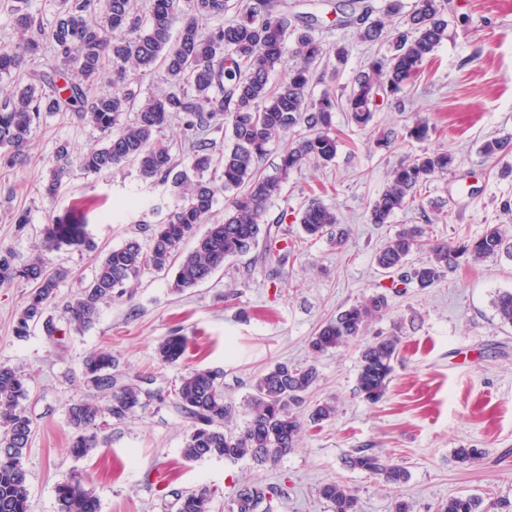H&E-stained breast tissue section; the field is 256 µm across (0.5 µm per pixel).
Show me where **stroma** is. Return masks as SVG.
<instances>
[{
  "label": "stroma",
  "mask_w": 512,
  "mask_h": 512,
  "mask_svg": "<svg viewBox=\"0 0 512 512\" xmlns=\"http://www.w3.org/2000/svg\"><path fill=\"white\" fill-rule=\"evenodd\" d=\"M289 2L318 18L325 43L348 50L344 64L326 58L315 68L311 97L347 93L367 58L385 52V44L358 42L352 28L340 25L333 0ZM447 12L448 37L411 86L403 109L379 101L364 129L336 111L335 160L291 173L270 205L268 219L287 216L283 274L254 252L227 260L205 283L181 293L171 291L169 275L148 272L130 295L105 304L94 328L83 333L68 326L66 302L92 279L107 250L132 237L147 240L149 225L166 219L171 198L132 166L112 174L73 168L58 194L44 197L39 187L57 145L67 141L84 151L101 134L69 112L42 115L27 162L0 168V245L15 264L39 257L49 269L67 273L51 310L66 336L60 348L39 330L24 340L15 337L30 287L0 285V363L23 368L29 386L32 437L24 466L31 512H56L55 488L74 474L99 499L100 512H177L178 493L198 487L213 492L214 512H227L235 492L254 484L284 486L272 512H330L318 490L334 481L354 491L360 512H393L399 500L410 512H436L457 495L512 501V327L501 323L494 306L499 293L512 291V259L506 257L460 266L424 290L390 294L389 312L364 336L317 360L319 381L300 411L332 401L336 415L305 428L298 447L276 464L186 460L182 448L192 424L168 396L101 426L99 446L88 456L78 459L69 451L68 407L96 396L83 374V359L92 351H111L121 381L151 376L157 390L168 389L189 367L223 370L226 394L238 408L230 426L240 430L256 377L278 362L308 361V341L318 327L383 282L374 256L402 225L423 223L424 213L440 209L448 220L436 225L439 238L474 237L497 224L512 241V215L500 210L512 199V173L506 171L512 154L489 159L480 151L495 137L512 141V0H448ZM417 118L428 121V140L377 145L384 131ZM424 148L451 152V172L428 182L416 204L389 223H371L369 206L391 171ZM314 194L348 229L344 243L330 236L302 240L296 216ZM21 212L28 217L22 229L15 222ZM76 216L85 220L83 243L37 251L46 224H68ZM175 331L189 340L186 357L160 366L155 349ZM389 334L400 339V357L384 398L373 404L356 389L360 352ZM461 447L482 449L480 465L458 463L453 451ZM357 448L404 467L408 480L394 486L351 469L347 459Z\"/></svg>",
  "instance_id": "1"
}]
</instances>
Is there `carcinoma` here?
<instances>
[{
	"instance_id": "cac0c4a2",
	"label": "carcinoma",
	"mask_w": 512,
	"mask_h": 512,
	"mask_svg": "<svg viewBox=\"0 0 512 512\" xmlns=\"http://www.w3.org/2000/svg\"><path fill=\"white\" fill-rule=\"evenodd\" d=\"M27 2L16 0V42L0 49V74L26 73L30 78L0 97V164L13 166L23 160L42 113L70 112L99 130L102 144L79 154L69 143L59 144L55 165L42 184L45 196L56 195L76 162L93 174L134 165L144 181L166 186L172 197L170 212L153 225L147 242L130 238L105 254L93 278L66 305L68 323L80 332L92 329L101 306L125 296L132 282L147 271L175 270L170 288L177 293L195 288L226 260L250 253L262 240L268 244L265 260L282 268L288 260V246L279 248L277 243L288 213L270 222L268 206L280 196L292 172L309 163L327 166L336 157V98L325 94L313 99L308 87L315 66L329 54L343 63L345 48L324 44L316 37L317 19L292 12L288 0H149L146 27L134 0H106L102 13L98 0H58L56 23L48 30L36 24ZM403 8L402 0H386L380 8L373 0H342L340 4L344 23L355 29L360 41L376 43L388 38L391 43L389 54L368 59L344 98L350 120L358 127L366 128L373 121L379 95L401 106L409 84L447 38L446 0H416L407 14ZM230 10L237 12L235 20L208 26V21ZM290 38L297 45L299 61L275 88L270 77L281 65L284 44ZM44 44L51 48L54 64L40 73H27L29 61ZM109 61L112 89L91 93ZM129 66L144 72L163 68L169 88L146 98L134 118L124 122L122 115L135 98L127 81ZM172 118L181 124L187 143L188 156L183 160L173 157L161 137ZM404 131L406 137L424 141L430 127L417 119ZM284 137L288 147L279 156L275 174H262L260 162L271 143ZM508 147L506 140L491 139L482 144L481 153L497 158ZM453 164L454 157L446 150H425L401 162L372 203L370 222L389 223L396 212L416 202L421 185L448 173ZM218 168L219 179L206 177ZM219 191L231 194L230 208L223 220L210 224L198 236L197 226L211 219ZM296 221L310 239L323 236L338 223L335 210L320 199L304 206ZM444 221L438 213L426 217L423 224H405L377 250L375 263L392 278L391 287L412 284L424 289L463 263L503 254L512 257V245L500 225H487L475 238L446 241L429 232L432 225ZM83 234L82 224H51L40 246L52 249L64 242H79ZM191 238L193 249L180 254V243ZM421 251L427 258L409 264V257ZM63 278V271L48 269L38 258L16 265L11 252L0 246V285L18 280L31 285L14 327L17 338H27L39 326L48 340L58 341L60 328L47 311ZM495 308L501 322L512 327V291L499 294ZM387 309V295L377 291L340 311L311 336V358L316 360L364 335ZM187 349V337L174 332L158 345L156 354L160 364L175 365ZM398 356L399 339L394 335L379 336L364 347L357 390L365 400L374 404L383 399ZM113 367L108 351H93L83 361L87 384L108 395V400L101 406L84 399L70 405L71 453L77 458L98 447L100 421L124 420L155 397L141 387L145 381L141 376L134 382L118 383ZM318 378L313 363L274 364L255 380L246 403L249 422L243 432L235 433L226 428L235 405L224 390V370H188L170 389L192 422L184 458L276 463L298 445L304 421L294 406L316 387ZM27 394L25 374L0 364V512H31L23 464L32 436V421L22 406ZM335 414L336 406L323 401L314 406L309 422L319 425ZM454 456L462 464L483 459L478 448H456ZM349 466L393 485L408 478L405 468L370 448L356 449ZM319 494L332 512H358L357 497L341 483H326ZM283 495L284 489L277 485L246 487L231 500L228 512H258L260 508L272 512V501ZM177 501V512H213V496L206 487L180 494ZM56 502L57 512H100L98 499L78 477L57 485ZM507 507L506 502L486 504L481 498L461 495L439 504L437 512H496Z\"/></svg>"
}]
</instances>
